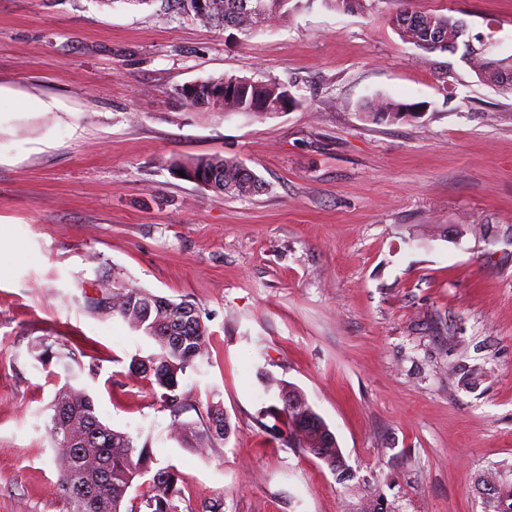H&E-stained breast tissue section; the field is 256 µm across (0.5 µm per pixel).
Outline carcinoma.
I'll return each mask as SVG.
<instances>
[{
  "mask_svg": "<svg viewBox=\"0 0 512 512\" xmlns=\"http://www.w3.org/2000/svg\"><path fill=\"white\" fill-rule=\"evenodd\" d=\"M183 11L204 27L222 26L249 37L261 30L267 22L288 16L300 7L302 0H208V9L199 13L195 0H179ZM340 11H368L373 0H325ZM396 8L389 21L401 39L418 50L432 54L445 52L444 46H433L428 36L439 40L455 37L463 21L451 15L421 11L412 6V0H394ZM226 82L235 83L230 98L219 99L210 90ZM288 87L256 80L252 77L224 75L212 78L191 91L178 94L182 106L190 111L206 108L226 116L240 114L266 118L275 115L278 106L288 101ZM418 111L415 104L386 102L366 112L372 120L395 121ZM246 165L234 158L220 155L195 157L177 164V170L189 176L201 170L211 173L215 191L236 197H247L241 183L245 181ZM103 298H88V305L97 312L121 317L133 328L143 331L158 345L159 352L146 359H132L129 372L151 379L162 389L163 402L174 409L182 407L178 393L181 379L194 370L206 355L208 328L199 320L200 314L188 318L178 332L179 344L159 336L156 327L163 321L184 317V302H172L167 311L153 300V294L117 278L97 284ZM314 412L304 404L296 413L283 411L286 429L282 439L295 441L298 447L312 455L323 456V463L342 482L350 479L345 470L336 467L341 449L333 444L315 448L312 430L300 429L298 418ZM180 440L188 448H202L226 438L230 425L224 421V409L212 404L202 427L194 422L178 424ZM48 433L53 450V462L68 512H123L129 490L145 475H151L149 490L141 505L146 512H176L175 498L179 496V475L171 467H154L155 459L148 444H139L126 432L112 429L100 420L92 397L82 388L69 383L59 389L52 404ZM487 512H512V484L505 490L485 499Z\"/></svg>",
  "mask_w": 512,
  "mask_h": 512,
  "instance_id": "1",
  "label": "carcinoma"
}]
</instances>
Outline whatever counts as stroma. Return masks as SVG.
Here are the masks:
<instances>
[{
    "label": "stroma",
    "instance_id": "35a3bbf8",
    "mask_svg": "<svg viewBox=\"0 0 512 512\" xmlns=\"http://www.w3.org/2000/svg\"><path fill=\"white\" fill-rule=\"evenodd\" d=\"M512 58V0H416ZM391 0H324L260 33L196 24L176 0H0V512H65L48 441L65 383L180 475L177 512H484L512 475V93L461 53L423 56ZM287 86L269 118L182 108L222 75ZM387 99L422 115L365 118ZM243 161L238 198L179 176ZM188 301L208 355L172 414L128 371L155 342L86 298L112 278ZM65 348L71 372L41 364ZM300 387L354 478L339 483L263 415ZM221 404L230 434L176 436Z\"/></svg>",
    "mask_w": 512,
    "mask_h": 512
}]
</instances>
